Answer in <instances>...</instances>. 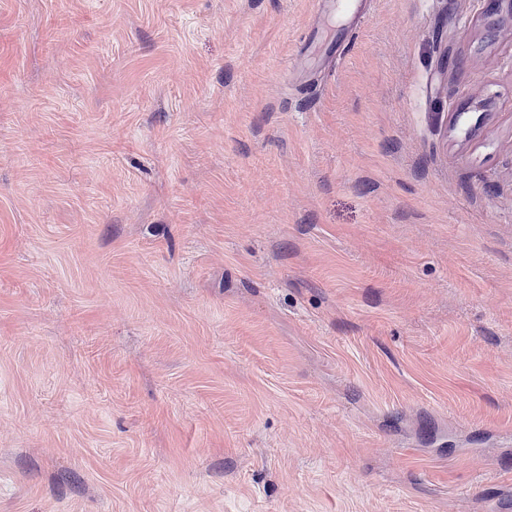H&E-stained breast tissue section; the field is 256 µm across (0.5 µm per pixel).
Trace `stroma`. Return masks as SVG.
Here are the masks:
<instances>
[{
  "instance_id": "35a3bbf8",
  "label": "stroma",
  "mask_w": 512,
  "mask_h": 512,
  "mask_svg": "<svg viewBox=\"0 0 512 512\" xmlns=\"http://www.w3.org/2000/svg\"><path fill=\"white\" fill-rule=\"evenodd\" d=\"M0 0V512H512V20Z\"/></svg>"
}]
</instances>
